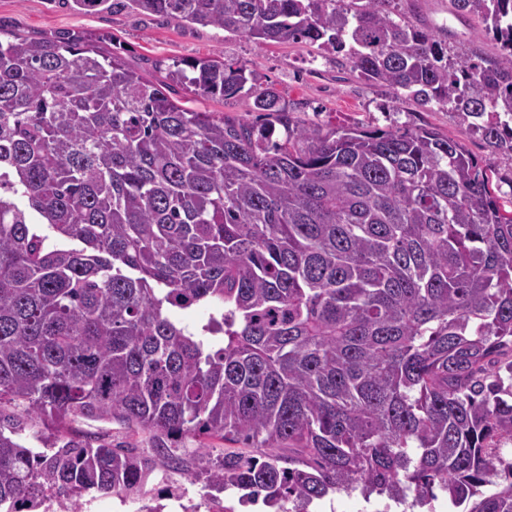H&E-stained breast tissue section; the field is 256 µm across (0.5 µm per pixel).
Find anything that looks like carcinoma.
<instances>
[{"label": "carcinoma", "instance_id": "1", "mask_svg": "<svg viewBox=\"0 0 512 512\" xmlns=\"http://www.w3.org/2000/svg\"><path fill=\"white\" fill-rule=\"evenodd\" d=\"M65 2L316 44L512 151V0H450L491 55L448 54L397 0ZM155 68L103 35L0 41V512L136 499L158 473L274 512L437 490L512 512V210L486 170L430 127L307 122L221 56ZM173 85L246 89L268 121ZM192 306L198 328L173 316ZM78 419L147 435L153 462ZM170 92L171 97L180 100L182 103L189 101L185 105L198 112H216L217 114H224V117L250 120H254L261 113L249 112L252 98H249L246 89L235 97L225 99L219 96H198L179 85L172 87Z\"/></svg>", "mask_w": 512, "mask_h": 512}]
</instances>
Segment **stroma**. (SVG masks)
<instances>
[{
    "label": "stroma",
    "instance_id": "obj_1",
    "mask_svg": "<svg viewBox=\"0 0 512 512\" xmlns=\"http://www.w3.org/2000/svg\"><path fill=\"white\" fill-rule=\"evenodd\" d=\"M429 26L449 29V50L468 43L473 22L448 12V0H406ZM82 30L112 37L121 45L127 63L149 68L155 60L191 61L215 53L254 70L260 83L272 85L298 116L331 127L426 124L459 140L481 166L488 168L492 186L501 197L512 195V154L490 148L478 136L459 126L454 116L435 104L425 106L396 100L387 87L367 82L353 71L343 55L306 42L257 45L213 27H202L177 17L161 18L132 9L83 14L58 0H0V32L4 35L39 36ZM174 99L199 112H216L230 118H249L247 93L232 98L206 97L182 86L171 90Z\"/></svg>",
    "mask_w": 512,
    "mask_h": 512
}]
</instances>
